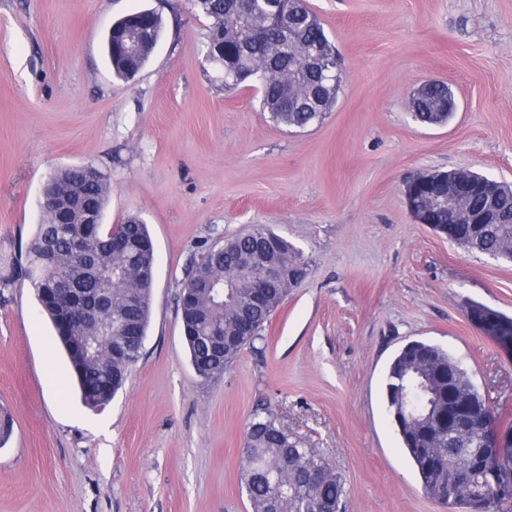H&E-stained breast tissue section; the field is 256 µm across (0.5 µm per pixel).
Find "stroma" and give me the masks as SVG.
Listing matches in <instances>:
<instances>
[{
  "mask_svg": "<svg viewBox=\"0 0 512 512\" xmlns=\"http://www.w3.org/2000/svg\"><path fill=\"white\" fill-rule=\"evenodd\" d=\"M345 77L306 129L276 124L255 88L203 66L211 21L192 0H0V512H251L244 429L269 408L342 474L347 512H446L421 488L385 401L406 344L448 351L512 432V352L467 318L512 317V263L417 223L406 182L466 169L512 185V0H307ZM153 9L164 29L131 81L103 51L112 23ZM452 89L447 124L410 110ZM110 182L108 224L139 217L155 247L139 361L106 405L85 406L25 276L56 169ZM262 224L308 276L215 384L196 376L178 301L191 258ZM448 100L455 101V96L447 84L440 82L423 84L417 93L412 96L411 107L415 119L427 125L446 123L454 112L448 111V107H445ZM448 105L450 106V104Z\"/></svg>",
  "mask_w": 512,
  "mask_h": 512,
  "instance_id": "obj_1",
  "label": "stroma"
}]
</instances>
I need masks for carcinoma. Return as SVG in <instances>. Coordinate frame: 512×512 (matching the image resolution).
Listing matches in <instances>:
<instances>
[{
	"label": "carcinoma",
	"instance_id": "obj_1",
	"mask_svg": "<svg viewBox=\"0 0 512 512\" xmlns=\"http://www.w3.org/2000/svg\"><path fill=\"white\" fill-rule=\"evenodd\" d=\"M194 6L224 28L220 49L204 45L203 58L219 67L224 89L251 80L256 83L263 111L287 127L305 128L322 120L336 103L342 83L317 82L306 69V55L318 50L336 64V46L320 18L305 0H264L261 11L252 0H193ZM291 15L287 30L275 19ZM162 16L142 10L113 23L112 53L116 77L131 79L146 64L162 32ZM451 88L440 82L422 85L412 96L417 121L440 125L448 121ZM85 166L62 168L57 177L79 186L96 212L95 224H54L43 215L28 242L26 257L38 264L42 252H53L54 275L78 281L88 291L92 313L103 312L117 327V336L95 334L91 324L80 323L72 338L59 337L76 376L82 401L96 406L109 401L123 386L130 368L140 358L147 335L151 290L142 279L153 264L152 240L136 218L120 225L119 241L112 242V225L103 223L111 186L99 170L84 180ZM455 233L470 252L512 262V223L458 224ZM269 243L268 261L288 270L304 262L302 253L287 238L257 226L245 236L228 238L193 257L182 281L181 318L190 362L201 382L224 377L243 350L262 337L271 314L288 296V288H269L267 304L255 306L250 294L258 287L261 270L254 262L257 240ZM117 276L126 285L116 295L105 289ZM223 281V292L200 288L204 281ZM234 338L222 355H214L209 340L215 334ZM392 419L398 421L402 449L412 463L424 492L448 507V512H512V497L495 493V483L512 481V444L500 459L490 454L485 441L492 411L467 370L443 348L421 342L402 348L390 362L385 385ZM467 403L477 412V425L457 434L448 418V406ZM317 472L321 477L311 478ZM241 489L252 512H343L346 496L342 477L317 461L311 452L292 441L274 413L257 412L245 432Z\"/></svg>",
	"mask_w": 512,
	"mask_h": 512
}]
</instances>
